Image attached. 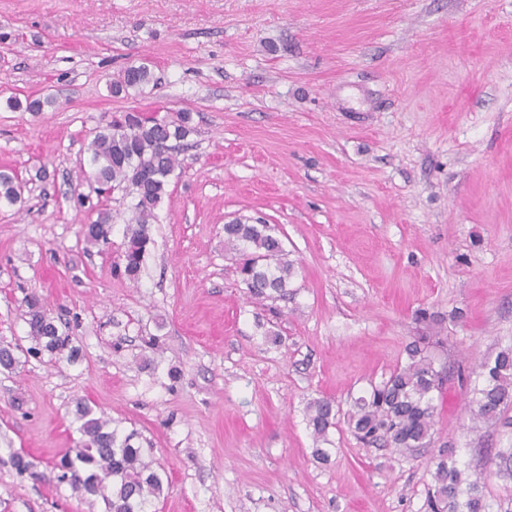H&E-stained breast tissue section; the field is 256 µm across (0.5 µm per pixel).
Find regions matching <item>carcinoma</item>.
<instances>
[{
    "mask_svg": "<svg viewBox=\"0 0 512 512\" xmlns=\"http://www.w3.org/2000/svg\"><path fill=\"white\" fill-rule=\"evenodd\" d=\"M153 79L145 63L124 67L110 83L114 95L141 89ZM55 103L52 98L26 97L6 101L10 109L39 113ZM195 132L190 115L177 118L131 119L125 114L99 127L91 143V175L106 189H129L135 198L124 236V273L131 282L139 279L154 240L151 224L166 194L169 178L180 166L178 153ZM21 176L0 172V203L22 202ZM112 235V216L101 209L96 220L83 225L84 240L106 245ZM224 246L239 256L242 283L251 297L264 300L288 295L292 264L285 260L283 241L276 226L260 220L251 224L237 219L224 225ZM26 323L34 345L32 356L68 353L77 356L67 330L47 312L36 295L25 297ZM443 346L438 336H419L405 347V362L389 376L370 384L368 395L354 402L348 414L351 433L367 443L406 452L425 448L434 432L436 407L433 392L439 389L441 370L435 367L436 351ZM480 383L471 400L472 420L496 422L512 404V346L501 349L481 365ZM336 403L330 397L310 402L307 426L314 442L327 443L336 426ZM74 416L80 425L76 448L56 465L57 480L83 495L102 499L105 512H156L163 481L140 442V433L112 426V419L98 414L84 399L75 402ZM427 512H491L478 481L464 477L452 459L451 449L439 450L433 481L427 493Z\"/></svg>",
    "mask_w": 512,
    "mask_h": 512,
    "instance_id": "1",
    "label": "carcinoma"
}]
</instances>
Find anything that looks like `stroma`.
<instances>
[{"mask_svg": "<svg viewBox=\"0 0 512 512\" xmlns=\"http://www.w3.org/2000/svg\"><path fill=\"white\" fill-rule=\"evenodd\" d=\"M132 62L152 81L113 96ZM49 94L38 114L6 106ZM132 110L197 129L135 284L134 198L82 178L98 127ZM8 169L29 184L0 209V346L19 360L0 368V512H104L52 468L79 398L140 432L168 476L157 512H426L442 448L492 512L512 507V469L491 464L512 407L467 428L480 363L512 345V0H0ZM103 208L98 249L82 227ZM235 218L278 228L288 299L248 294ZM29 294L76 362L28 357ZM415 336L445 339L434 439L364 444L344 414ZM322 396L340 411L324 463L306 421ZM112 216L107 209H101L98 212L96 220L90 224L83 225L84 240L92 245H106L112 235Z\"/></svg>", "mask_w": 512, "mask_h": 512, "instance_id": "obj_1", "label": "stroma"}]
</instances>
